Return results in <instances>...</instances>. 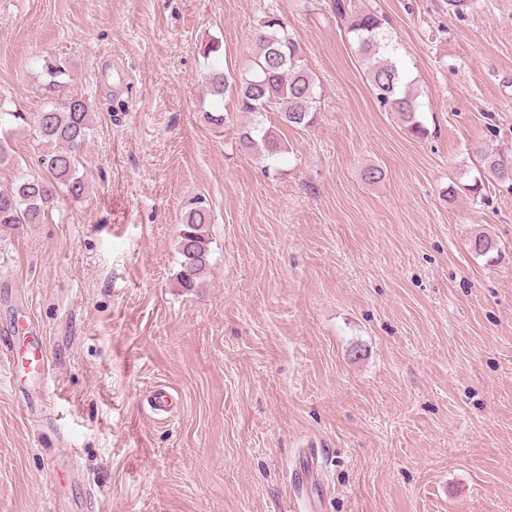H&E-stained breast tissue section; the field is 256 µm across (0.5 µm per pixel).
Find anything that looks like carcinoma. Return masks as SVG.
I'll use <instances>...</instances> for the list:
<instances>
[{"label":"carcinoma","mask_w":512,"mask_h":512,"mask_svg":"<svg viewBox=\"0 0 512 512\" xmlns=\"http://www.w3.org/2000/svg\"><path fill=\"white\" fill-rule=\"evenodd\" d=\"M332 11L337 24L351 37L352 47L365 62L371 88L380 106L387 112L398 114L409 134L424 136L426 129L418 116V96L405 80L396 45L384 19L359 7L357 0H333ZM255 44L256 52L247 64V75L241 78L224 71V65L219 61L209 65L204 73L205 88L219 108L205 113L206 121L216 127L223 126L224 98L237 97L248 112L273 110L288 127L309 125L312 114L317 111L319 97L301 45L275 15L262 22L255 34ZM42 75L48 92L60 90L62 78L67 75L66 62H44ZM91 124L92 107L78 93H70L61 101H46L32 114L13 112L0 101V128L10 127L9 135L0 136V166L17 163L12 139L16 132L28 130L35 134L37 165L43 171L37 177H21L5 186L0 185L1 228L43 223L62 190L74 200L88 194L89 186L79 176L76 157ZM243 139L251 146H260L261 155L267 158L283 152L279 138L267 131L258 140L247 131ZM485 172L497 182L512 183V153L485 155ZM209 221L207 210L197 207L187 212L182 223L178 241L181 270L177 281L187 290L200 287L201 279L210 267ZM470 249L485 256L495 251L496 245L489 235L478 233L470 240Z\"/></svg>","instance_id":"1"}]
</instances>
